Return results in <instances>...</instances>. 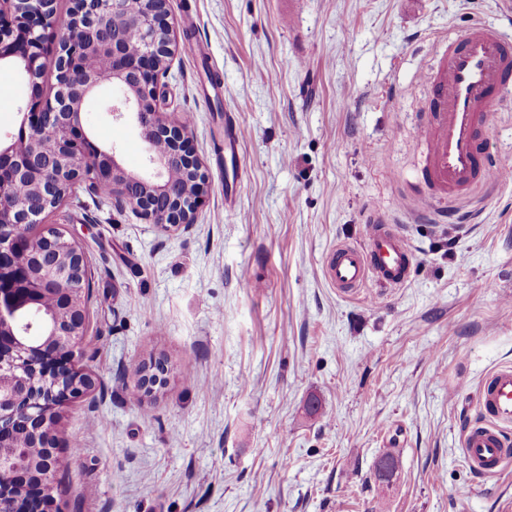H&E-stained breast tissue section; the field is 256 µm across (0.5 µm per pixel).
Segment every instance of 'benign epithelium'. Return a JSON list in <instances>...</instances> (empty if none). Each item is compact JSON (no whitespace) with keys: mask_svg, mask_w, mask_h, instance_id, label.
Wrapping results in <instances>:
<instances>
[{"mask_svg":"<svg viewBox=\"0 0 512 512\" xmlns=\"http://www.w3.org/2000/svg\"><path fill=\"white\" fill-rule=\"evenodd\" d=\"M125 0H72L71 15L84 20L86 39L70 43L54 27V0H0V63H9L34 80L45 71L59 76L53 93L35 94L23 112L22 136L30 139L24 155L13 143L0 144V199L19 181L35 186L36 198L15 206H0V224L43 223L47 201L63 185L82 181L91 167L100 184L112 188L117 200L137 209L163 231L194 222L205 188L201 162L188 144L184 124L162 118L158 77L174 56L178 42L165 23L167 0H141V10L129 15ZM112 61L108 78L97 72V61ZM117 96L107 107L112 120L134 127L144 143L147 168L127 170L117 147L95 144L83 125L86 106L105 85ZM51 132L52 151L43 150L39 136ZM169 142L163 153L158 139ZM182 168L193 190L178 191L167 174ZM20 242L0 233V512H54L57 474L47 461L58 455L55 431L58 409L92 391V375L74 364L85 325L84 284L88 264L75 243L45 238L44 248L21 261ZM64 256L51 266L42 261L47 251ZM62 297V307L43 311L40 339L20 326V316L38 307L46 295ZM168 368L154 364L139 386L147 393L164 387ZM23 438L39 448V457L19 456L14 441Z\"/></svg>","mask_w":512,"mask_h":512,"instance_id":"benign-epithelium-1","label":"benign epithelium"}]
</instances>
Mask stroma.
<instances>
[{
  "instance_id": "stroma-1",
  "label": "stroma",
  "mask_w": 512,
  "mask_h": 512,
  "mask_svg": "<svg viewBox=\"0 0 512 512\" xmlns=\"http://www.w3.org/2000/svg\"><path fill=\"white\" fill-rule=\"evenodd\" d=\"M167 21L166 118L192 116L207 176L193 224L160 232L82 182L44 222L92 277L75 362L95 387L59 412L58 512H512V463L481 478L461 452L483 379L512 365V172L466 192L476 222L423 221L416 139L438 37L512 34V0H168ZM54 84L0 66L1 141ZM112 96L83 123L142 171ZM375 209L414 251L408 279L341 292L326 260L363 244ZM153 357L167 383L144 396L136 370Z\"/></svg>"
}]
</instances>
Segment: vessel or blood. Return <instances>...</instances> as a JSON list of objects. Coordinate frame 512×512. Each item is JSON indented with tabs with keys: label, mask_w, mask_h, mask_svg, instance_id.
<instances>
[{
	"label": "vessel or blood",
	"mask_w": 512,
	"mask_h": 512,
	"mask_svg": "<svg viewBox=\"0 0 512 512\" xmlns=\"http://www.w3.org/2000/svg\"><path fill=\"white\" fill-rule=\"evenodd\" d=\"M429 110L418 137L429 148L424 183L449 199L473 184H493L511 158L490 156L485 117L512 88V40L496 27L475 25L461 40L445 41L437 64L427 74ZM363 245H337L328 276L336 288L350 292L367 278L396 288L407 280L413 253L385 215L372 212ZM483 421L466 430L463 457L479 476L489 477L512 462V368L493 372L478 393Z\"/></svg>",
	"instance_id": "vessel-or-blood-1"
}]
</instances>
